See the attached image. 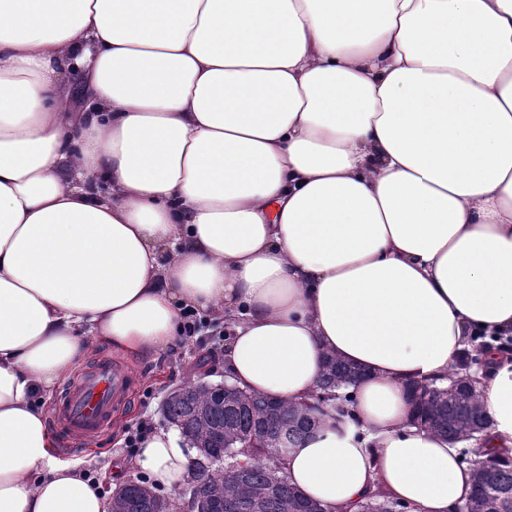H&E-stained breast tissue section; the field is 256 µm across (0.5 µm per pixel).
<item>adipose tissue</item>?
<instances>
[{
    "instance_id": "1",
    "label": "adipose tissue",
    "mask_w": 512,
    "mask_h": 512,
    "mask_svg": "<svg viewBox=\"0 0 512 512\" xmlns=\"http://www.w3.org/2000/svg\"><path fill=\"white\" fill-rule=\"evenodd\" d=\"M190 313L247 392L360 368L283 465L326 512L466 502L413 392L479 336L475 445L512 459V0H0V512H112L39 400ZM193 455L162 429L134 465L173 490ZM403 509L401 512H408V507L400 501L391 498L382 490H377L362 504L359 505V512H394L392 509Z\"/></svg>"
}]
</instances>
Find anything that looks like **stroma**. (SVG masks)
<instances>
[{
    "mask_svg": "<svg viewBox=\"0 0 512 512\" xmlns=\"http://www.w3.org/2000/svg\"><path fill=\"white\" fill-rule=\"evenodd\" d=\"M198 324L195 335L181 337L174 347L156 353L112 351L105 345L95 347L92 357L109 353L129 366L136 378L133 397L117 416L110 433L89 441L84 449L57 452V459L79 464L101 482L104 490H111V462L126 459L124 439L127 431L143 421L156 430L165 428L162 402L170 390L182 383L198 377L207 378L212 384L223 381L224 328L203 318Z\"/></svg>",
    "mask_w": 512,
    "mask_h": 512,
    "instance_id": "35a3bbf8",
    "label": "stroma"
}]
</instances>
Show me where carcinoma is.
<instances>
[{
	"label": "carcinoma",
	"instance_id": "cac0c4a2",
	"mask_svg": "<svg viewBox=\"0 0 512 512\" xmlns=\"http://www.w3.org/2000/svg\"><path fill=\"white\" fill-rule=\"evenodd\" d=\"M354 365L329 355L311 404L276 403L240 389L221 391L197 382L172 390L163 402L164 417L177 427L196 450L194 497L210 506L209 512H325L288 484L273 458L277 448L300 447L313 437L330 411L355 419V399L340 396L343 386L357 382ZM446 388L416 387L415 404L420 425L448 438L475 427L473 415L483 403L475 385L448 374ZM247 462L243 472L226 476L220 459ZM473 493L461 512H512V463L487 460L473 473ZM180 493L159 496L130 480L112 493L113 512H187ZM408 507L378 490L359 505V512H391Z\"/></svg>",
	"mask_w": 512,
	"mask_h": 512
}]
</instances>
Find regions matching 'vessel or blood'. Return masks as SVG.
<instances>
[{"instance_id": "1", "label": "vessel or blood", "mask_w": 512, "mask_h": 512, "mask_svg": "<svg viewBox=\"0 0 512 512\" xmlns=\"http://www.w3.org/2000/svg\"><path fill=\"white\" fill-rule=\"evenodd\" d=\"M131 371L104 358L94 361L62 389L55 404L53 426L67 447L105 433L130 398Z\"/></svg>"}]
</instances>
